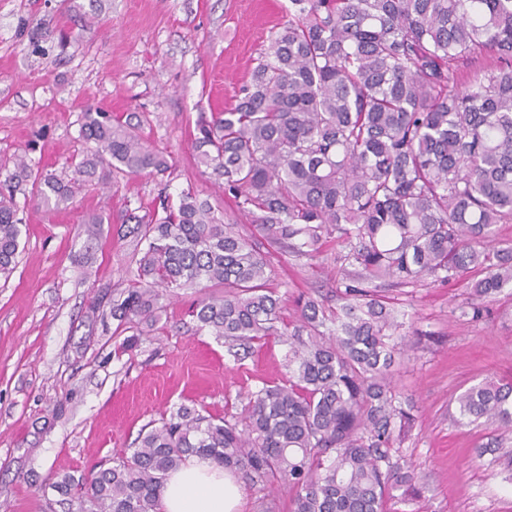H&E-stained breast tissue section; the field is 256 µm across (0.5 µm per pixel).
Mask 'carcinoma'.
<instances>
[{
    "label": "carcinoma",
    "instance_id": "1",
    "mask_svg": "<svg viewBox=\"0 0 512 512\" xmlns=\"http://www.w3.org/2000/svg\"><path fill=\"white\" fill-rule=\"evenodd\" d=\"M235 103L197 125V164L251 230L193 188L175 196L173 161L141 124L89 107L71 178L25 155L0 163V279L18 264L16 196L67 205L87 182L148 176L157 201L125 200L127 287L92 312L115 331L154 327L182 291L197 331L235 347L277 336L288 381L240 396L236 414L180 404L134 447L87 476L55 477L67 512H159L170 472L206 457L256 485L293 492L292 512H390L415 494L397 448L414 421L390 378L407 345L387 292L426 281L466 289L463 314L512 292V0H290ZM494 66L460 85L459 62ZM336 247L339 307L312 296L286 322L278 255L310 261ZM457 422L512 432V381H485L456 399Z\"/></svg>",
    "mask_w": 512,
    "mask_h": 512
}]
</instances>
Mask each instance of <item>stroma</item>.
I'll return each mask as SVG.
<instances>
[{"label": "stroma", "mask_w": 512, "mask_h": 512, "mask_svg": "<svg viewBox=\"0 0 512 512\" xmlns=\"http://www.w3.org/2000/svg\"><path fill=\"white\" fill-rule=\"evenodd\" d=\"M288 0H0V158L27 153L64 175L80 148L78 119L94 106L148 113L141 129L173 160L170 193L194 188L216 206L221 190L197 169L200 118L230 106ZM112 198L89 185L67 208L29 201L18 266L0 280V512H64L55 474L80 475L129 448L139 431L181 402L224 413L238 393L288 379L276 341L234 361L195 329L187 293L135 347L93 329L94 282L121 284L126 249L114 221L122 197L151 204L154 179L126 178ZM102 223H93V216ZM336 250L314 261L283 255V315L340 278ZM465 289L416 288L402 308L409 348L392 380L413 426L402 441L422 489L398 512H512V434L453 419L456 396L512 378V296L489 302L487 320L459 307Z\"/></svg>", "instance_id": "obj_1"}]
</instances>
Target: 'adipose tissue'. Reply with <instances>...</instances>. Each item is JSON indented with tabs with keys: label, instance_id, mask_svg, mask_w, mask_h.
<instances>
[{
	"label": "adipose tissue",
	"instance_id": "obj_1",
	"mask_svg": "<svg viewBox=\"0 0 512 512\" xmlns=\"http://www.w3.org/2000/svg\"><path fill=\"white\" fill-rule=\"evenodd\" d=\"M242 491L212 460L194 458L173 472L160 497L161 512H238Z\"/></svg>",
	"mask_w": 512,
	"mask_h": 512
}]
</instances>
